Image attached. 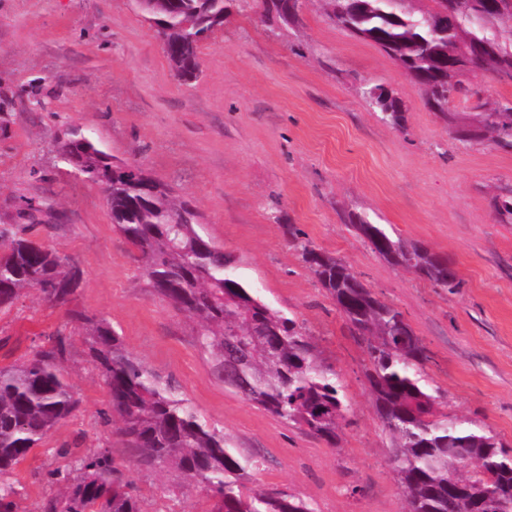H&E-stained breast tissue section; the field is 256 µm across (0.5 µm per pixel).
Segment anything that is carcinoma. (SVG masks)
<instances>
[{"label": "carcinoma", "instance_id": "1", "mask_svg": "<svg viewBox=\"0 0 512 512\" xmlns=\"http://www.w3.org/2000/svg\"><path fill=\"white\" fill-rule=\"evenodd\" d=\"M154 28L174 76H199V49L224 26L230 0H131ZM407 0H325L330 17L352 35L377 45L431 97V109L448 115V100L479 91L463 78L491 71L512 76V7L492 11L486 0H431L412 10ZM475 52L466 72L450 74L448 59ZM369 87L364 97L393 128L404 113L399 98L387 101ZM472 124L498 147L512 150V101L476 113ZM62 159L106 192L112 223L135 251L150 291L198 326L197 344L213 373L271 415L321 438L339 440L343 403L336 372L318 360L310 337L295 319L272 309L238 272L235 258L212 242L197 213L175 202L171 188L140 166L116 159L93 139L75 131L60 146ZM353 227L387 261L435 288H458L448 260L417 243L392 238L381 224L359 215ZM0 310H9L25 290L36 289L55 305L76 293L80 270L55 249L0 231ZM291 242L321 287L336 302L349 329L365 344L367 380L374 405L392 439L390 462L403 489L407 512H512V452L491 433L441 411L437 392L421 375L426 348L403 313L365 286L340 259L292 234ZM70 320L88 331L94 367L109 392L105 422L118 432L137 468H171L218 501L216 512H313L300 496L285 491H245L258 462L228 448L224 430L209 426L179 386L162 382L130 353L104 319L76 310ZM70 336H48L30 358L0 366V512H15L17 466L76 408L62 362ZM234 354L232 379L224 361ZM77 475L66 491L46 499L41 512H142L134 483L107 449H68Z\"/></svg>", "mask_w": 512, "mask_h": 512}]
</instances>
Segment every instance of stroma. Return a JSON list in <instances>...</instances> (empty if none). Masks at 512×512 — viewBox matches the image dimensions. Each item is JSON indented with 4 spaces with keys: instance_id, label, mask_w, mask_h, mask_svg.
<instances>
[{
    "instance_id": "obj_1",
    "label": "stroma",
    "mask_w": 512,
    "mask_h": 512,
    "mask_svg": "<svg viewBox=\"0 0 512 512\" xmlns=\"http://www.w3.org/2000/svg\"><path fill=\"white\" fill-rule=\"evenodd\" d=\"M201 73L178 84L131 0H0V230L45 242L76 263L71 308L106 319L160 380L175 381L234 452L258 460L252 487L283 490L315 512H405L391 440L369 394L364 344L288 242L289 231L341 259L404 314L428 354L426 381L448 415L476 422L512 450V150L456 140L447 122L385 52L305 0L289 25L233 10L201 46ZM391 89L404 129L366 103ZM141 165L197 212L241 277L296 318L342 385L340 441L329 447L216 380L196 326L149 294L100 188L59 147L72 130ZM35 203V221L18 206ZM365 215L392 237L448 259L460 288L433 287L387 262L351 224ZM65 308L26 291L0 312V365L48 335L71 336L63 362L78 406L17 469V512L59 495L48 471L72 466L63 447L108 449L123 461L109 393L89 362L86 331ZM142 512H211L174 472L129 474Z\"/></svg>"
}]
</instances>
